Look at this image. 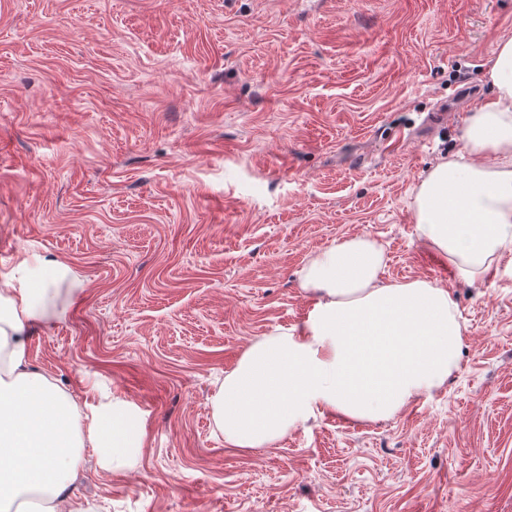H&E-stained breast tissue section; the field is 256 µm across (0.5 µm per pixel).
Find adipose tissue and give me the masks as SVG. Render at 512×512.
I'll use <instances>...</instances> for the list:
<instances>
[{
	"instance_id": "1",
	"label": "adipose tissue",
	"mask_w": 512,
	"mask_h": 512,
	"mask_svg": "<svg viewBox=\"0 0 512 512\" xmlns=\"http://www.w3.org/2000/svg\"><path fill=\"white\" fill-rule=\"evenodd\" d=\"M486 76L493 98L464 130L466 160L433 166L413 203L417 238L466 278L512 246V37L497 44ZM384 261L366 236L308 260L307 317L250 346L211 400L225 442L269 446L326 411L387 419L445 384L463 336L451 293L420 280L380 284ZM71 274L63 261L25 253L0 273V512H85L71 496L85 452L112 472L143 443L135 404L106 394L79 402L29 368L30 330L59 317L56 287Z\"/></svg>"
}]
</instances>
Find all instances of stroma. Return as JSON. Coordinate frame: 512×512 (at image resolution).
I'll return each instance as SVG.
<instances>
[{"label":"stroma","instance_id":"35a3bbf8","mask_svg":"<svg viewBox=\"0 0 512 512\" xmlns=\"http://www.w3.org/2000/svg\"><path fill=\"white\" fill-rule=\"evenodd\" d=\"M512 0H0V270L51 255L62 319L30 366L134 402L142 448L93 512H512V249L476 280L414 233L456 160ZM365 235L384 284L449 289L457 369L378 422L334 413L265 448L210 400L301 323L309 257Z\"/></svg>","mask_w":512,"mask_h":512}]
</instances>
